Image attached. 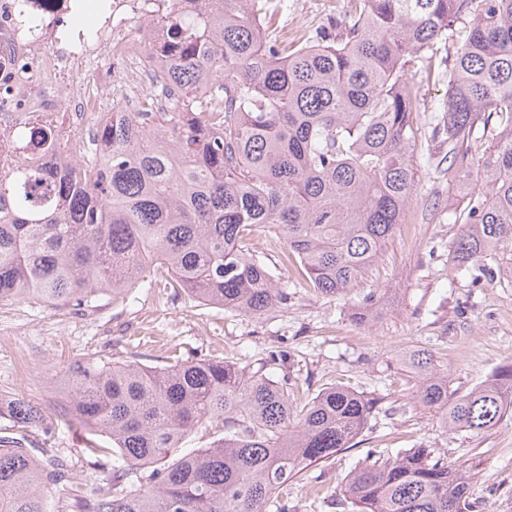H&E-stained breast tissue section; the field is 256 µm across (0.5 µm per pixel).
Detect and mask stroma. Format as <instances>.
I'll use <instances>...</instances> for the list:
<instances>
[{"instance_id": "stroma-1", "label": "stroma", "mask_w": 512, "mask_h": 512, "mask_svg": "<svg viewBox=\"0 0 512 512\" xmlns=\"http://www.w3.org/2000/svg\"><path fill=\"white\" fill-rule=\"evenodd\" d=\"M340 3L283 0V30L311 34ZM407 76L421 104L411 140L415 191L356 291L345 298L317 293L294 267L283 266L284 241L265 230L255 238L256 249L285 285L288 302L261 316L141 282L83 313L27 301L0 305V394L22 398L44 418L31 428H12L0 418V429L11 428L26 447L59 451L68 461L70 489L82 494L101 466L82 452L87 430L57 415L66 401L69 363L97 352L162 367L175 349L189 361L219 356L255 366L281 350L286 358L275 372L290 377L299 403L336 385L377 396L379 404L351 448L304 470L276 492L275 505L287 512H352L341 489L355 468L370 457L393 459L428 448L449 462L475 464L471 512H512V411L490 431L455 432L412 398L407 359L413 350L431 351L459 395L512 358V251L493 253L483 270L459 265L455 249L464 226L455 214L465 200L427 164L445 151L431 109L445 100L447 85L416 64ZM370 292L379 299L375 317L355 324L350 309Z\"/></svg>"}]
</instances>
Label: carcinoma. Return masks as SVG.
I'll return each mask as SVG.
<instances>
[{
	"mask_svg": "<svg viewBox=\"0 0 512 512\" xmlns=\"http://www.w3.org/2000/svg\"><path fill=\"white\" fill-rule=\"evenodd\" d=\"M156 2L168 49L158 83L173 107L142 98L89 158L57 171L0 159V305L83 311L161 269L201 302L260 316L288 301L254 255L265 228L316 291L346 296L415 189L414 62L448 86L435 168L468 196L458 262L512 242V0H343L302 43L277 35L281 0ZM17 150H61L54 119H30ZM375 305L366 296L353 321ZM282 357L257 369L96 353L69 364L60 416L89 430L84 453L112 458L75 512H266L280 487L350 447L379 402L332 386L299 409L290 378L266 373ZM410 371L450 431L488 430L512 408L508 361L460 396L428 351L413 352ZM0 418L41 420L16 397L0 399ZM474 468L410 448L354 470L342 491L354 512H470ZM66 474L53 449L38 457L0 435V512H50Z\"/></svg>",
	"mask_w": 512,
	"mask_h": 512,
	"instance_id": "cac0c4a2",
	"label": "carcinoma"
}]
</instances>
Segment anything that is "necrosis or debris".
I'll use <instances>...</instances> for the list:
<instances>
[{
    "mask_svg": "<svg viewBox=\"0 0 512 512\" xmlns=\"http://www.w3.org/2000/svg\"><path fill=\"white\" fill-rule=\"evenodd\" d=\"M145 0H111L92 36H65L72 12L71 0H0V155L12 153L18 131L28 117L59 114L63 122L59 139L67 149L49 160L29 155L25 165L48 162L61 167L71 163L69 144L85 129L101 132L116 112L137 109V90L156 86L162 57L152 64L127 72L134 91L112 96L98 107L90 88V71L99 60L115 63L141 58L162 35L154 26ZM35 17V29H25L20 12Z\"/></svg>",
    "mask_w": 512,
    "mask_h": 512,
    "instance_id": "1",
    "label": "necrosis or debris"
}]
</instances>
